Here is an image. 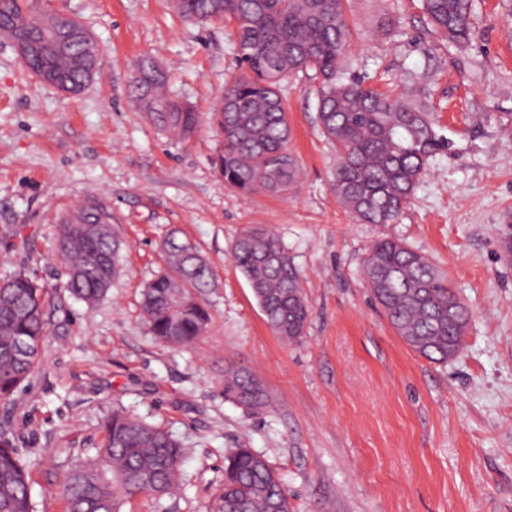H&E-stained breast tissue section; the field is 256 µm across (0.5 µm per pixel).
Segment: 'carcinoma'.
<instances>
[{
	"label": "carcinoma",
	"instance_id": "carcinoma-1",
	"mask_svg": "<svg viewBox=\"0 0 512 512\" xmlns=\"http://www.w3.org/2000/svg\"><path fill=\"white\" fill-rule=\"evenodd\" d=\"M173 9L196 23L234 24L238 62L235 79L209 113L223 136L212 159L224 183L247 195H278L293 188L302 171L288 152L291 129L280 94L288 77L314 72L320 78L317 122L336 143L332 183L340 204L365 224H391L409 204L431 158L448 150L430 113L386 92L340 75L352 40L346 0H171ZM436 33L456 46L473 37L472 0H422ZM0 35L12 44L57 39L32 56L33 75L54 71L69 93L81 91L98 72L97 41L77 19L44 13L34 0H0ZM167 73L154 59L137 64L132 93L142 111L180 141L197 131L193 108L172 99ZM112 218L97 203L82 205L61 220L59 251L68 270L66 288L93 304L104 297L118 269L120 242ZM166 268L143 291V319L159 341L173 347L205 332L208 312L196 295L211 286L205 258L189 242L170 234L163 244ZM236 267L247 280L268 325L288 342L305 333L310 315L298 269L279 237L262 226L246 229L233 244ZM362 271L372 301L398 336L419 356L444 364L463 349L471 318L451 282L426 256L402 241L383 237L368 249ZM47 288L24 273L0 288V402L9 403L41 361L47 338ZM224 397L242 398L254 410L268 407L258 380L239 369L224 372ZM105 441L93 458L75 463L59 496L65 512H122L133 497L160 500L175 488L184 456L168 431L119 408L103 421ZM0 512H34L31 469L13 442L0 435ZM210 512H290L281 478L251 448L224 453V484Z\"/></svg>",
	"mask_w": 512,
	"mask_h": 512
}]
</instances>
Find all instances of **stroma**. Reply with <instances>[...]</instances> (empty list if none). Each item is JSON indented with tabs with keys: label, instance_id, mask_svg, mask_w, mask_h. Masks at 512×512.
<instances>
[{
	"label": "stroma",
	"instance_id": "stroma-1",
	"mask_svg": "<svg viewBox=\"0 0 512 512\" xmlns=\"http://www.w3.org/2000/svg\"><path fill=\"white\" fill-rule=\"evenodd\" d=\"M47 6L94 35L100 71L63 93L0 42V281L33 275L50 298L41 364L0 403L36 512H63L59 484L102 446V421L118 407L187 450L179 492L139 495L125 512H208L224 452L238 446L278 472L291 512H512V259L501 247L512 233V0H473L465 48L427 27L421 0H349L344 75L425 101L452 143L386 226L361 223L333 193L336 147L316 122L313 75L282 90L296 189L243 195L212 165L222 136L207 118L239 73L233 26L186 22L170 0ZM146 55L200 115L190 140L160 131L132 97ZM90 200L111 212L121 243L119 273L93 305L70 297L56 253L61 216ZM258 224L274 228L302 275L310 316L292 343L272 332L231 258ZM173 231L214 281L197 297L211 317L204 335L180 348L149 333L140 307ZM382 237L431 259L470 309L448 363L413 353L372 303L362 258ZM230 367L257 377L268 409L225 399Z\"/></svg>",
	"mask_w": 512,
	"mask_h": 512
}]
</instances>
